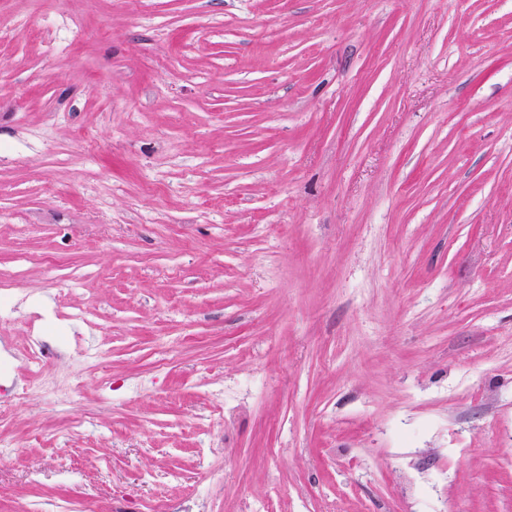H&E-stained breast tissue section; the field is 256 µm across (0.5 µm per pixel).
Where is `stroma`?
Instances as JSON below:
<instances>
[{
	"mask_svg": "<svg viewBox=\"0 0 512 512\" xmlns=\"http://www.w3.org/2000/svg\"><path fill=\"white\" fill-rule=\"evenodd\" d=\"M2 278L0 512H512V0H0Z\"/></svg>",
	"mask_w": 512,
	"mask_h": 512,
	"instance_id": "stroma-1",
	"label": "stroma"
}]
</instances>
